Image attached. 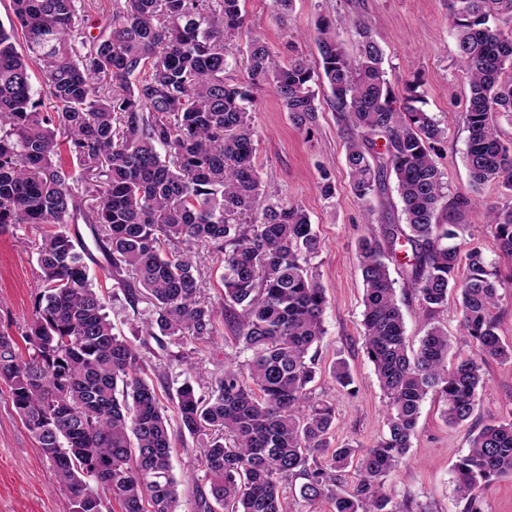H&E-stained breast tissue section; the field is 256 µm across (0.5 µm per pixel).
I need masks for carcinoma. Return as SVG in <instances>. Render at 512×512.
Listing matches in <instances>:
<instances>
[{"instance_id": "1", "label": "carcinoma", "mask_w": 512, "mask_h": 512, "mask_svg": "<svg viewBox=\"0 0 512 512\" xmlns=\"http://www.w3.org/2000/svg\"><path fill=\"white\" fill-rule=\"evenodd\" d=\"M240 2L124 0L106 21L108 34L80 55L75 0H11L17 23L0 25V233L15 224L40 231L43 288L23 336L31 352L22 355L15 338L0 332V382L72 512H102L105 497L122 512H178L180 498L167 409L141 376L137 348L114 333L85 249L69 235L80 216L109 245V269L135 275L122 286L131 306L142 297L151 305L147 335L205 340L227 321L250 352L210 382L208 395L188 381L176 389L183 429L215 431L204 445L205 512L214 503L227 512H284L285 491L297 480L303 501L329 499L335 512H400L385 477L411 448L429 393L442 398L449 425L464 426L486 386V361L512 359L495 315L505 283L480 248L463 254L455 243L466 214L481 208L512 256V206L446 195L432 152L447 130L418 107L416 90L397 99L369 26L354 21L352 58L335 21L319 17L313 68L303 58L283 65L254 40L249 84L273 87L298 127L315 122V87H327L353 131L345 148L350 190L366 203L391 173L402 204L404 224L385 225L381 241L358 242L363 347L389 399L388 431L358 457L331 446L334 408L310 403L307 393L316 373L309 350L323 335L328 307L304 259L317 236L296 205L255 212L260 195L277 191L262 185L254 163L251 96L224 78L226 43L245 23ZM448 18L469 86L471 185L495 182L512 192V140L498 124L512 116V0H448ZM32 62L49 86L51 112L34 98ZM69 155L83 167L82 195L68 184ZM199 243L223 254L220 279L231 306L222 314L201 299L190 252L177 249ZM406 244V272L422 309L432 315L455 297L460 327L480 358L448 366L451 341L437 324L410 346L385 262L386 251ZM331 375L343 388L352 384L343 361ZM468 440L454 466L456 493L462 512H483L481 489L512 476V420L472 428ZM353 461L359 481L344 494Z\"/></svg>"}]
</instances>
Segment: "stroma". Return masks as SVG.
Here are the masks:
<instances>
[{
    "instance_id": "obj_1",
    "label": "stroma",
    "mask_w": 512,
    "mask_h": 512,
    "mask_svg": "<svg viewBox=\"0 0 512 512\" xmlns=\"http://www.w3.org/2000/svg\"><path fill=\"white\" fill-rule=\"evenodd\" d=\"M245 24L227 53L234 63L229 80H247L244 61L252 40L266 42L281 63L295 56L318 57L316 20L328 15L336 20V32L348 53L357 51L352 21L362 18L370 25L384 53L386 78L396 94L416 87L430 112L448 134L438 143L434 158L444 174L449 195L476 194L484 203L503 206L512 196L490 182L472 191L465 164L468 131L465 108L468 79L456 62V43L450 33L448 0H293L290 15L279 18L273 0H242ZM331 94L319 88L318 116L309 129L291 121L272 87L259 91L251 105L256 135L254 163L263 184L278 191L279 201L301 206L308 214L318 239V250L309 267L326 290L328 308L325 335L317 347V374L308 390L313 400L332 404L336 428L331 442L338 447H372L387 432L390 413L362 344L364 286L359 269L357 243L364 237L381 236L384 225L402 221L395 182L383 193L362 204L350 191L345 169V140L341 123L330 103ZM329 172L335 185L333 197L321 192L322 172ZM466 242L479 246L502 276L512 275V257L504 254L493 231L467 215ZM70 234L84 245L86 263L98 275L106 311L116 334L132 337L146 367V379L161 401L189 381L208 387L222 376L237 351L232 331L201 341L190 336L155 339L135 335L147 315L148 305L129 306L119 280L131 279L129 271L104 274L102 244L96 243L90 225H70ZM36 229L20 224L0 234V331L21 337L27 330L40 292V268L32 243ZM220 255L213 246L193 250L201 297L216 310L224 308V288L218 280ZM390 273L404 315L410 345H417L431 324L447 328L452 341L449 364L475 355V346L464 337L455 307L427 318L408 284L403 256H390ZM348 364L353 383L343 388L334 383V362ZM487 385L480 392L472 421L512 419V359L491 360L484 368ZM444 404L434 394L422 404L417 431L408 454L388 474L385 486L402 512H459L455 494L454 464L467 454V430L448 425ZM206 435L173 430V472L179 481L181 512H200L201 492L207 491L203 464ZM0 512H71L67 496L57 486L49 462L42 456L32 433L0 386Z\"/></svg>"
}]
</instances>
